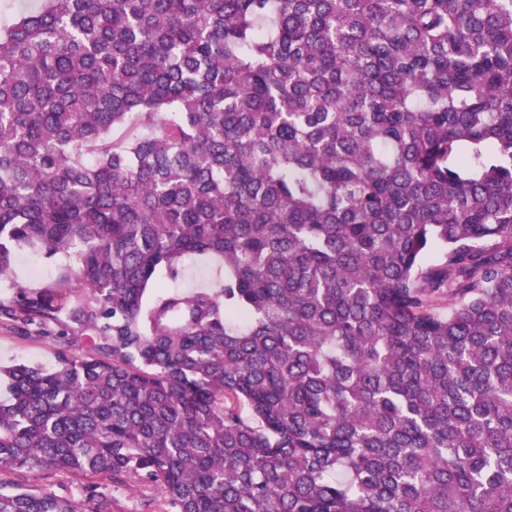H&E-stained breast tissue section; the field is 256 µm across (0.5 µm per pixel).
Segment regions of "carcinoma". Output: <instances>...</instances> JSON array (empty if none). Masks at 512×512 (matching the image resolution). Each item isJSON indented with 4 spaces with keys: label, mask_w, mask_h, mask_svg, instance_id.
<instances>
[{
    "label": "carcinoma",
    "mask_w": 512,
    "mask_h": 512,
    "mask_svg": "<svg viewBox=\"0 0 512 512\" xmlns=\"http://www.w3.org/2000/svg\"><path fill=\"white\" fill-rule=\"evenodd\" d=\"M24 247L78 249L91 334L0 369V512L131 477L173 512H512V0L10 13L1 276ZM190 255L223 284L149 297ZM14 479L20 484L31 487L52 486L60 494L71 496L76 501L81 498V481L72 474L32 470L24 471L20 476H14Z\"/></svg>",
    "instance_id": "obj_1"
}]
</instances>
